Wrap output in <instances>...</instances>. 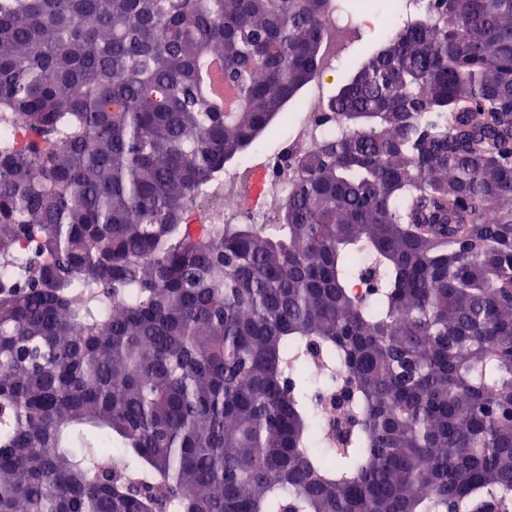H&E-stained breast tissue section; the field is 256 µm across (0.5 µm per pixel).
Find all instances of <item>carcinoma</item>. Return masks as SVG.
I'll return each mask as SVG.
<instances>
[{
    "label": "carcinoma",
    "mask_w": 512,
    "mask_h": 512,
    "mask_svg": "<svg viewBox=\"0 0 512 512\" xmlns=\"http://www.w3.org/2000/svg\"><path fill=\"white\" fill-rule=\"evenodd\" d=\"M327 8L0 0V114L54 138L0 143V263L22 238L51 257L0 284V512L512 506V0L404 16L276 229L181 223L303 105ZM312 344L351 375L341 435L318 430ZM208 85L214 98L226 106H232L234 102V93L232 89L224 82V67L221 61L214 60L210 66Z\"/></svg>",
    "instance_id": "1"
}]
</instances>
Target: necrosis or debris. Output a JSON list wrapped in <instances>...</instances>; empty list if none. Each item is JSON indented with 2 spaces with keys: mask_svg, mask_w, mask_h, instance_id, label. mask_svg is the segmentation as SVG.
Returning a JSON list of instances; mask_svg holds the SVG:
<instances>
[{
  "mask_svg": "<svg viewBox=\"0 0 512 512\" xmlns=\"http://www.w3.org/2000/svg\"><path fill=\"white\" fill-rule=\"evenodd\" d=\"M370 25L371 18L365 12L345 18L333 11L327 13L324 76L308 85L302 109L286 116L285 139L277 150L255 148L227 167L196 202L185 208L183 223L196 229H212L220 224L277 223L279 207L288 196L298 157L310 149L313 138L331 136L337 131L336 124L323 117L332 99L330 85L324 77L335 71L338 51L348 35Z\"/></svg>",
  "mask_w": 512,
  "mask_h": 512,
  "instance_id": "1",
  "label": "necrosis or debris"
}]
</instances>
